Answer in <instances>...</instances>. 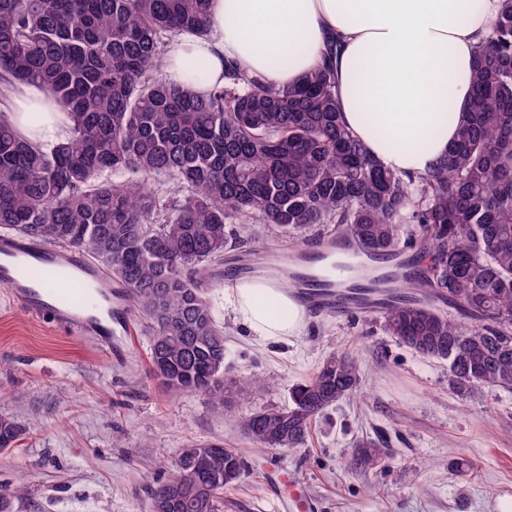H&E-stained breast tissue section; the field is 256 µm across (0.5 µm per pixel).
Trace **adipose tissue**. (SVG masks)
<instances>
[{
	"instance_id": "obj_1",
	"label": "adipose tissue",
	"mask_w": 512,
	"mask_h": 512,
	"mask_svg": "<svg viewBox=\"0 0 512 512\" xmlns=\"http://www.w3.org/2000/svg\"><path fill=\"white\" fill-rule=\"evenodd\" d=\"M499 0H212L206 34L172 37L164 76L224 84L237 64L267 84L296 82L336 44V96L344 124L384 167L414 177L451 147L469 102L468 74ZM10 122L31 143L55 144L63 108L37 85L13 94ZM224 305L250 336L279 343L302 335L304 308L287 281L257 279L224 289Z\"/></svg>"
}]
</instances>
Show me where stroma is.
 <instances>
[{
  "label": "stroma",
  "mask_w": 512,
  "mask_h": 512,
  "mask_svg": "<svg viewBox=\"0 0 512 512\" xmlns=\"http://www.w3.org/2000/svg\"><path fill=\"white\" fill-rule=\"evenodd\" d=\"M225 265L267 263L283 245L277 229L238 224ZM206 294L224 332L228 376L258 374L248 395L165 394L149 373L151 337L133 321L115 353L92 336H75L31 314L0 288V414L28 433L0 453V481L20 486L18 512H143L146 491L168 476L181 449L215 442L248 462L224 490L223 512H497L512 501V389L460 394L448 364L423 357L373 316L309 315L303 334L261 344L224 309V280ZM358 358V394L313 423L305 447L257 449L243 417L289 401L293 384L332 352ZM383 439L386 466L362 470L363 441Z\"/></svg>",
  "instance_id": "35a3bbf8"
}]
</instances>
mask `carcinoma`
<instances>
[{
    "instance_id": "carcinoma-1",
    "label": "carcinoma",
    "mask_w": 512,
    "mask_h": 512,
    "mask_svg": "<svg viewBox=\"0 0 512 512\" xmlns=\"http://www.w3.org/2000/svg\"><path fill=\"white\" fill-rule=\"evenodd\" d=\"M211 0H0V84H37L67 116L66 134L27 142L0 109V228L78 250L127 288L151 330V374L172 394L223 403L256 375L224 378V334L204 284L232 224L285 239L317 229L374 264L404 243L423 269L369 281L385 329L448 362L463 392L512 388V0H500L469 74V117L448 155L412 179L371 157L340 122L328 63L272 87L235 66L199 95L170 85L161 61L182 32L208 30ZM177 199L170 200L168 196ZM358 361L331 355L291 390V404L242 422L257 448H302L312 423L356 394ZM27 433L0 415V452ZM210 443L181 449L146 512H219L246 467L230 449L196 467ZM388 449L362 444L357 464ZM21 488L0 482V512Z\"/></svg>"
}]
</instances>
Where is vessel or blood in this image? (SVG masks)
<instances>
[{"label": "vessel or blood", "instance_id": "vessel-or-blood-1", "mask_svg": "<svg viewBox=\"0 0 512 512\" xmlns=\"http://www.w3.org/2000/svg\"><path fill=\"white\" fill-rule=\"evenodd\" d=\"M332 251V246L322 239L302 247L313 273L299 289L300 302L313 311L346 319L377 312L376 301H354L339 292V280L328 258ZM73 283L87 287L98 297L97 312L84 310L69 289ZM0 287L31 313L50 318L68 330L99 337L107 349L112 346L115 329L128 328L131 322L130 312L112 302V280L74 249L1 235Z\"/></svg>", "mask_w": 512, "mask_h": 512}]
</instances>
